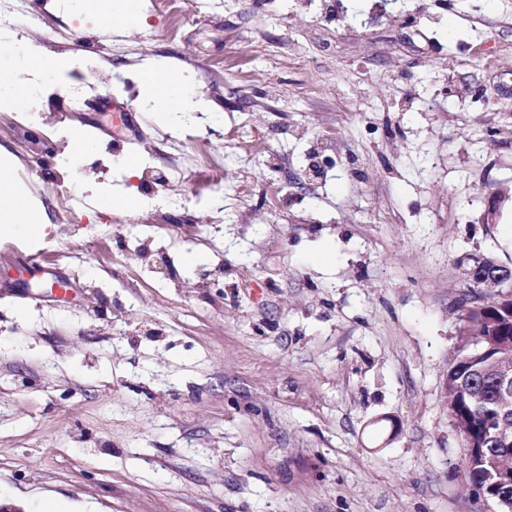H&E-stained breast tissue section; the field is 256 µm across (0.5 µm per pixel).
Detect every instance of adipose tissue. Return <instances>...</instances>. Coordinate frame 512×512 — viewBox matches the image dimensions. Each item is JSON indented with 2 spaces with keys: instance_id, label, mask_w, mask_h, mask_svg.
<instances>
[{
  "instance_id": "obj_1",
  "label": "adipose tissue",
  "mask_w": 512,
  "mask_h": 512,
  "mask_svg": "<svg viewBox=\"0 0 512 512\" xmlns=\"http://www.w3.org/2000/svg\"><path fill=\"white\" fill-rule=\"evenodd\" d=\"M70 8L79 14L100 16L125 25L137 24L140 16L136 0H69ZM150 91L142 103L144 110L156 113L169 123H181L201 105L192 97L189 81L173 72L144 67ZM0 223L24 238L38 239L46 226L43 218L32 210L27 197L17 190L11 179L0 173Z\"/></svg>"
}]
</instances>
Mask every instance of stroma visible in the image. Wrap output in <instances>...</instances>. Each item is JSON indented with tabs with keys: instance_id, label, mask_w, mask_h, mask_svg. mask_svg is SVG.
I'll list each match as a JSON object with an SVG mask.
<instances>
[{
	"instance_id": "35a3bbf8",
	"label": "stroma",
	"mask_w": 512,
	"mask_h": 512,
	"mask_svg": "<svg viewBox=\"0 0 512 512\" xmlns=\"http://www.w3.org/2000/svg\"><path fill=\"white\" fill-rule=\"evenodd\" d=\"M64 2L45 21L71 40L37 31L24 49L82 57L84 106H32L63 154L96 143L73 193L119 199L89 224L72 213L0 100V171L36 172L47 225L0 231V500L487 512L444 396L458 259L512 263V204L481 221L512 185V0H197L178 25L141 0L127 31ZM145 64L207 110L184 125L143 111ZM206 159L224 163L215 193L197 189ZM154 208L170 223H140Z\"/></svg>"
}]
</instances>
